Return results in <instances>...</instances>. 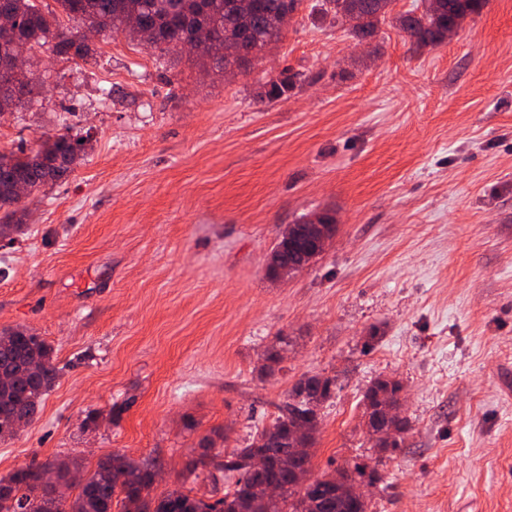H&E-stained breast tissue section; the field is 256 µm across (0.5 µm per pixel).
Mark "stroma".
<instances>
[{
  "label": "stroma",
  "mask_w": 512,
  "mask_h": 512,
  "mask_svg": "<svg viewBox=\"0 0 512 512\" xmlns=\"http://www.w3.org/2000/svg\"><path fill=\"white\" fill-rule=\"evenodd\" d=\"M318 2L235 75L109 29L83 60L38 48L0 152L85 146L0 242V329L34 330L60 369L0 440V478L118 452L156 464L151 497L219 499L185 470L203 438L245 447L319 374L312 476L376 470L373 512H512V0L422 49L391 22L356 45ZM319 212L327 250L269 279L282 231ZM385 376L411 425L394 453L362 402Z\"/></svg>",
  "instance_id": "1"
}]
</instances>
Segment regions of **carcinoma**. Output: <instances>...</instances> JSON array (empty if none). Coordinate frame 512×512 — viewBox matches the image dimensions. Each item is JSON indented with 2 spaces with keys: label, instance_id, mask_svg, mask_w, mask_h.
<instances>
[{
  "label": "carcinoma",
  "instance_id": "cac0c4a2",
  "mask_svg": "<svg viewBox=\"0 0 512 512\" xmlns=\"http://www.w3.org/2000/svg\"><path fill=\"white\" fill-rule=\"evenodd\" d=\"M63 13L84 24L110 26L121 30L126 20L136 17L129 33L151 46L181 52L194 34L206 31L219 68H224V46H235L244 57L263 58L265 47L280 40L274 29L279 14L299 12L305 0H57ZM395 0H322V10L333 15L336 24L356 20L350 34L373 38L379 24L392 21L409 34L419 47H435L445 41L448 21L477 14L484 0H436L432 10H409L391 15ZM14 19L10 28H0V60L8 58L16 45L40 46L55 41L56 54L64 59H85L90 48L76 40V34L60 26L53 12L41 11L34 0H0V13ZM31 79L26 75L0 74V115L19 103ZM82 143L68 134L47 138L38 146L48 163L32 167L23 155L15 162L0 164V227L20 229L18 210L7 206L11 189L18 180L28 184L29 195H37L48 180L60 179L73 170ZM0 366L13 376L0 382V440L17 417L34 419L44 396L56 384L57 368L53 349L31 330L13 335L11 346L0 353ZM335 379L321 375L302 376L289 391L279 414L268 426L255 431L250 443L224 454L208 457L207 465L238 478L224 489V497L212 502L175 488L158 499L149 497L154 466L114 453L81 474L76 494L58 503L41 487L39 474L48 468L57 478L69 482L72 469L65 463L31 464L17 469L0 484L10 485L13 495L0 494V512H370L368 499L336 495V477L315 478L316 490L293 484L292 471L311 469L307 449L288 447V433L300 424L318 426L320 407L333 392ZM224 460H219V457Z\"/></svg>",
  "mask_w": 512,
  "mask_h": 512
}]
</instances>
